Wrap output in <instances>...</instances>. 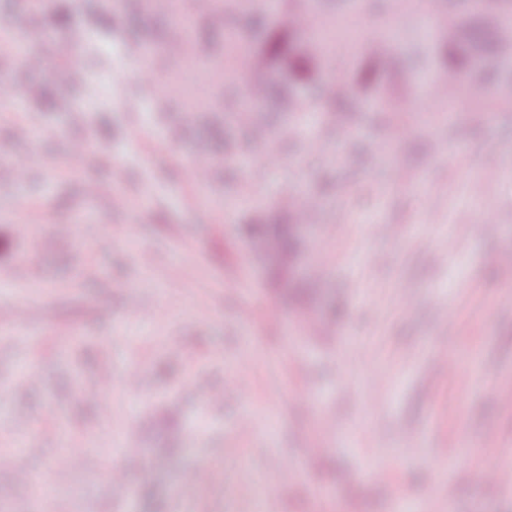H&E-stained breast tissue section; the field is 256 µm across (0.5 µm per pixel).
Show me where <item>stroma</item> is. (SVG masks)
Segmentation results:
<instances>
[{"mask_svg": "<svg viewBox=\"0 0 512 512\" xmlns=\"http://www.w3.org/2000/svg\"><path fill=\"white\" fill-rule=\"evenodd\" d=\"M289 2L256 26L215 0L167 13L147 0H0V29L45 60L27 70L0 50V76L29 90L25 113L0 108V305L41 308L0 341V446L20 432L34 445L19 455L31 481L0 470L7 512H262L266 491L280 512H395L397 493L425 512H512V486L487 476L512 465V270L499 262L512 253V161L496 150L512 140V69L490 106L448 109L422 95L440 69L426 18L471 19L472 0H297L309 27L351 25L365 41L399 12L398 52L377 58L343 39L311 51L277 21ZM139 49L178 97L142 93ZM249 51L273 90L254 114L262 139L224 119L245 101ZM190 57L213 66L190 72ZM339 73L397 111L353 112L338 130L314 92ZM271 148L277 165H259ZM199 155L214 162L202 184L189 172ZM91 182L113 195L89 198ZM295 188L314 223L297 226V251L258 254L240 226L283 223ZM489 215L495 229L477 233ZM30 366L38 379L20 384ZM238 373L248 393L226 388ZM129 437L140 452L125 458ZM452 448L468 463L451 473ZM117 459L124 501L104 478ZM202 460L218 480L184 488L179 473ZM53 466L63 481L39 485ZM375 466L388 476L368 478Z\"/></svg>", "mask_w": 512, "mask_h": 512, "instance_id": "stroma-1", "label": "stroma"}]
</instances>
